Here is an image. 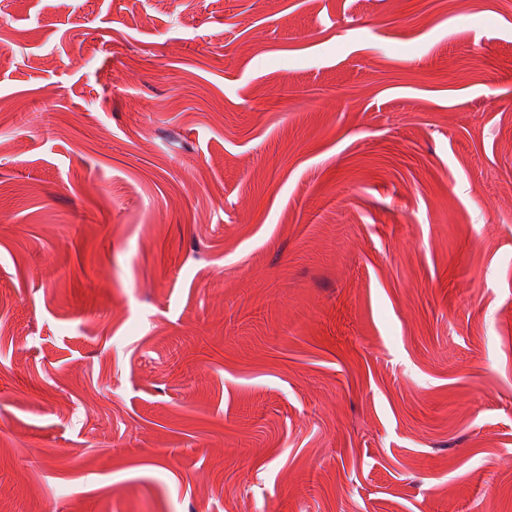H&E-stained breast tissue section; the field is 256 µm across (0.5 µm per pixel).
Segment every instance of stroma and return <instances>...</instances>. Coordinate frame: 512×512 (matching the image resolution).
Listing matches in <instances>:
<instances>
[{
    "mask_svg": "<svg viewBox=\"0 0 512 512\" xmlns=\"http://www.w3.org/2000/svg\"><path fill=\"white\" fill-rule=\"evenodd\" d=\"M0 512H512V0H0Z\"/></svg>",
    "mask_w": 512,
    "mask_h": 512,
    "instance_id": "1",
    "label": "stroma"
}]
</instances>
